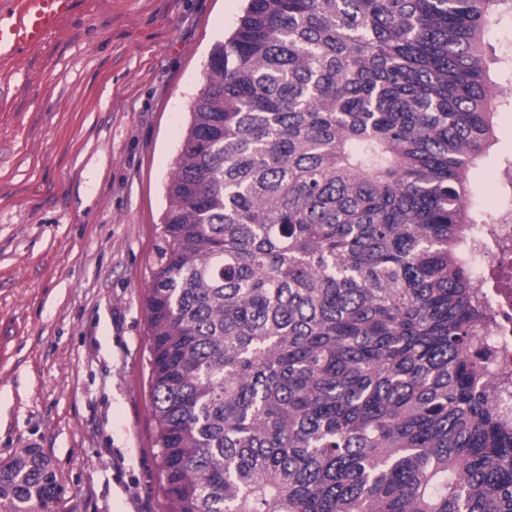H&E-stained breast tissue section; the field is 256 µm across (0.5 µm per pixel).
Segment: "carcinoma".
Segmentation results:
<instances>
[{
  "label": "carcinoma",
  "instance_id": "cac0c4a2",
  "mask_svg": "<svg viewBox=\"0 0 512 512\" xmlns=\"http://www.w3.org/2000/svg\"><path fill=\"white\" fill-rule=\"evenodd\" d=\"M512 0H247L167 187L145 299L168 512H512L469 174ZM37 448L0 512H55Z\"/></svg>",
  "mask_w": 512,
  "mask_h": 512
}]
</instances>
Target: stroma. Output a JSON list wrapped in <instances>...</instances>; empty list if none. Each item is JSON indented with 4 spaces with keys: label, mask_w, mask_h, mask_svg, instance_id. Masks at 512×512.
Here are the masks:
<instances>
[{
    "label": "stroma",
    "mask_w": 512,
    "mask_h": 512,
    "mask_svg": "<svg viewBox=\"0 0 512 512\" xmlns=\"http://www.w3.org/2000/svg\"><path fill=\"white\" fill-rule=\"evenodd\" d=\"M243 0H81L0 61V460L38 447L56 512H167L145 293L165 186L214 44ZM473 171L490 211L512 156Z\"/></svg>",
    "instance_id": "obj_1"
}]
</instances>
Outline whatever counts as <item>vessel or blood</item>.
Returning a JSON list of instances; mask_svg holds the SVG:
<instances>
[{"label": "vessel or blood", "instance_id": "vessel-or-blood-1", "mask_svg": "<svg viewBox=\"0 0 512 512\" xmlns=\"http://www.w3.org/2000/svg\"><path fill=\"white\" fill-rule=\"evenodd\" d=\"M77 0H14L0 18V58L40 47L75 9Z\"/></svg>", "mask_w": 512, "mask_h": 512}]
</instances>
